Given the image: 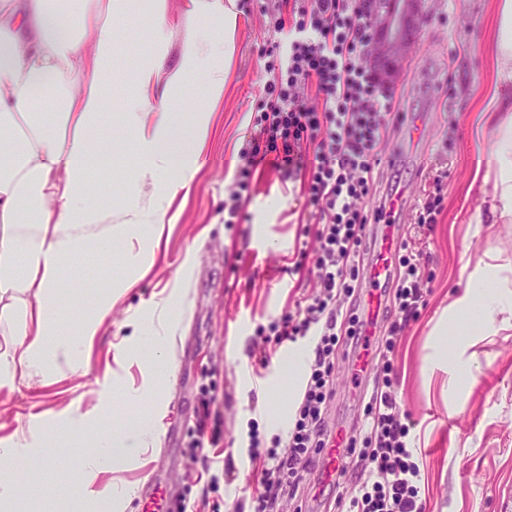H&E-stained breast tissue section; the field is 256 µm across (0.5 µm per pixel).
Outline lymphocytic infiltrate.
Wrapping results in <instances>:
<instances>
[{
	"label": "lymphocytic infiltrate",
	"mask_w": 512,
	"mask_h": 512,
	"mask_svg": "<svg viewBox=\"0 0 512 512\" xmlns=\"http://www.w3.org/2000/svg\"><path fill=\"white\" fill-rule=\"evenodd\" d=\"M293 23L273 10L275 31L291 28L288 58L268 63L271 75L254 118V132L243 148L238 191L224 202L226 221L241 217L240 191L256 165L272 162L300 179L301 193L318 244L312 294L295 310L268 326L266 343L280 347L311 336L316 340L310 374L286 448H262L250 436L256 493L254 512H280L282 500L295 497L323 449L336 453L337 477L347 476L346 457L359 453L364 480L348 512H422L418 503L420 461L408 449V424L402 423L395 396L374 386L362 425L363 447L345 445L341 431L329 430L326 403L333 394V356L340 338L351 348L367 342L353 297L366 248V227L390 223L385 207L367 212L363 200L376 178L394 160L381 149L402 116L393 110L394 92L378 79L368 59L376 34L368 23L366 0H293ZM397 289L386 311V351L424 302L425 283L409 255L398 258Z\"/></svg>",
	"instance_id": "f902f5d3"
}]
</instances>
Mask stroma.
<instances>
[{
  "label": "stroma",
  "instance_id": "stroma-1",
  "mask_svg": "<svg viewBox=\"0 0 512 512\" xmlns=\"http://www.w3.org/2000/svg\"><path fill=\"white\" fill-rule=\"evenodd\" d=\"M237 28L226 66L224 97L207 104L203 87L208 69L192 79L191 92L173 94L177 127L189 125L197 108L211 112V133L200 167L186 190L173 201L179 218L156 256L150 273L136 288L112 299V325L99 336L84 370L58 361L48 379L35 376L0 385V440L15 434L38 433V415L73 412L74 401L93 410L99 391L112 370L121 380L140 386L138 364L117 369L115 347L128 337V322L151 317L166 285L183 277L185 288L173 298L167 320L176 327L172 368L159 381L156 396L124 403L112 399L117 413L136 421L161 414L158 447L124 470L101 474L97 489L126 485L132 492L124 512H142V474L153 468L165 480L166 495L155 512H178L186 500L188 512H249L255 487L251 481L249 431L258 428L263 441L287 436L279 416L288 407V383L282 375L289 349L309 347V339L280 347L263 377H256L250 352L265 346L261 334L272 318L294 310L296 301L311 293L315 274L296 267L294 248L304 239L308 213L300 183L265 162L256 168L242 192L239 223L224 221V201L238 180L240 156L253 130L258 105L271 75L265 48L287 49V33L271 28L262 0H234ZM424 21L407 55L396 65L395 109L403 120L392 127L383 150L395 168L385 170L376 191L365 199L373 209L390 194L401 197L395 233L417 253L428 292L398 341L395 356L371 352L367 374L354 378L351 362L336 356L334 395L328 403L329 428L359 432L365 418L364 392L388 377L402 414L411 420L409 436L421 458L420 499L424 512H512V329L485 337L476 348L477 381L460 399L443 393V375L426 368L429 334L443 308L455 297L460 270L489 252L512 256V224H462L460 209H476L479 195H467L479 149L471 135L475 108L485 87L489 62L485 46L491 37L493 0H424ZM158 21L168 32L164 49L152 43L142 20L134 14L113 18L117 49L107 108L100 130L114 147L128 146L120 120L136 90L141 65L156 62L163 71L179 67L189 39L213 42L224 32L221 18L199 17L193 0H163ZM447 172L432 229L418 227L416 213L432 182ZM112 182L105 208H119L134 197L156 196L152 185L140 184L136 163L97 170ZM124 246L112 248L111 259L91 258L87 277H64L65 308L61 322L77 330L83 315L124 271ZM209 393L213 419L202 420L200 397ZM218 431L217 447L191 455L190 444L202 430ZM91 443L61 433L52 444L21 462L0 461V480L16 484L20 496L14 512H85L76 491L82 461ZM353 478L333 487L322 468H314L297 496L284 500L283 512H341L338 497L357 495L355 479L363 462L352 455Z\"/></svg>",
  "mask_w": 512,
  "mask_h": 512
}]
</instances>
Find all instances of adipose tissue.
<instances>
[{
  "mask_svg": "<svg viewBox=\"0 0 512 512\" xmlns=\"http://www.w3.org/2000/svg\"><path fill=\"white\" fill-rule=\"evenodd\" d=\"M494 25L486 47L491 88L480 115L488 149L479 151L469 191L481 207L464 215L466 224L512 223V0H494ZM136 0H0V380L47 374L58 357L82 366L86 353L112 318V297L102 295L76 338L66 339L57 315L64 302L62 278L79 269L88 253L108 258L115 242L126 245V273L114 281L125 291L150 271L157 250L176 215L168 209L126 204L111 212L97 206L102 187L96 168L117 162L98 128L112 73V17L136 9ZM158 67L138 74V97L124 114L133 132L132 154L144 160L142 183L176 169L166 184L175 197L197 171L210 132V114L196 112L190 128L177 132L169 98L152 100ZM48 86L50 112H41L33 92ZM460 293L432 330L431 368L449 376L448 390L464 393L475 381L472 349L481 337L512 328V257L487 254L464 266ZM175 330L136 321L117 364L139 360L140 387L126 388L127 400L154 393L160 369L170 367L167 341ZM102 413L45 418L52 431L92 440L95 450L83 461V499L105 502L121 512L127 501L116 494L102 500L92 485L103 473L120 470L146 448L157 447L161 419L133 426H102Z\"/></svg>",
  "mask_w": 512,
  "mask_h": 512,
  "instance_id": "1",
  "label": "adipose tissue"
}]
</instances>
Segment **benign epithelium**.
Wrapping results in <instances>:
<instances>
[{"label":"benign epithelium","instance_id":"benign-epithelium-1","mask_svg":"<svg viewBox=\"0 0 512 512\" xmlns=\"http://www.w3.org/2000/svg\"><path fill=\"white\" fill-rule=\"evenodd\" d=\"M423 18L422 0H391L384 6L372 2L368 19L377 33L371 63L383 76L396 74L395 64L410 49L413 34Z\"/></svg>","mask_w":512,"mask_h":512}]
</instances>
